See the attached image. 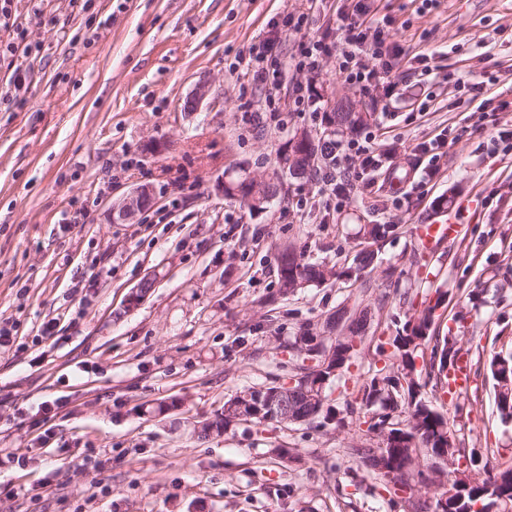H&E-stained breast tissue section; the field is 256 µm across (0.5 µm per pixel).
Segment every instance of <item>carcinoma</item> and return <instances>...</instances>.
I'll list each match as a JSON object with an SVG mask.
<instances>
[{
    "label": "carcinoma",
    "mask_w": 512,
    "mask_h": 512,
    "mask_svg": "<svg viewBox=\"0 0 512 512\" xmlns=\"http://www.w3.org/2000/svg\"><path fill=\"white\" fill-rule=\"evenodd\" d=\"M368 117L364 112H351L341 106L333 113V122L338 127H344L350 131L366 124ZM300 138L307 141V151L303 157L292 165L288 162V151L279 155L281 170L291 175H303L309 171L321 150V144L308 133L303 132ZM253 178L249 175L239 176L226 180L224 188L225 196L242 199L250 194ZM362 237L367 240L369 247L355 254L352 262L342 267H327L304 259V256L288 247L278 251L275 256L278 294L286 298L295 294L298 290L306 288L314 283H324L330 280H357L366 269L374 266L375 261L392 233V227L388 224H365L360 228ZM437 298L435 304L426 305L414 310L413 314L396 328V335L388 340H377L374 353L377 356H387L398 361L397 371L392 372L387 367L371 368L369 382L364 385L362 395L348 400L345 406L337 411L331 407H321L318 404L307 401L305 395L300 394L295 398L298 412L308 423H314L318 427H326L333 413L338 412L342 418L352 422H363L368 425V430L382 433L393 424V414L400 411L407 414L409 425L404 429H397V433L406 437V440H415L414 446L397 445L388 452V460L394 461L396 467L403 468L412 463L411 453L420 449L422 458L430 460L432 455L445 447L449 455L468 457L481 462L476 470L477 477L470 483L457 479L452 483L459 486L458 503L455 512H464L468 507L481 503L486 506L489 499L483 496L488 486L494 487V493L500 500L512 501V469L494 471L491 467L490 449L471 448L466 450L459 446L455 440V434L448 426L447 416L438 411L422 396L421 385L415 379H408L413 371V358L416 352L428 358L427 377L434 382V387L445 389L451 395L454 416L461 418L470 413L465 401L461 400V393L449 389V373L460 368L462 348L453 336L440 335L439 331L432 328L434 323V311L437 306L445 301V293L435 290ZM363 319L358 318L351 322L347 332L336 337V369L341 370L356 354L353 346L356 338L360 337ZM315 335L309 326H300L299 333L289 343V348L296 356L300 364L295 366L296 375L306 380L307 383L317 382L320 375L330 376V371L320 372L305 365L309 356L301 354L298 344L303 339ZM377 449L370 446H354L348 449V455L359 462L368 476L383 482L385 490L389 493L387 504L389 512H399L408 507L411 512H424L426 502L415 499L389 486L382 473L368 467V463L374 458ZM432 484L428 473V465L417 464L409 474L405 487H424Z\"/></svg>",
    "instance_id": "cac0c4a2"
}]
</instances>
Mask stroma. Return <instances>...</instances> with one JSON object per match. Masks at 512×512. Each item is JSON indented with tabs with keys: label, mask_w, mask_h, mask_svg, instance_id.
I'll list each match as a JSON object with an SVG mask.
<instances>
[{
	"label": "stroma",
	"mask_w": 512,
	"mask_h": 512,
	"mask_svg": "<svg viewBox=\"0 0 512 512\" xmlns=\"http://www.w3.org/2000/svg\"><path fill=\"white\" fill-rule=\"evenodd\" d=\"M368 2L408 56L393 71L395 115L338 82L329 58L311 86L317 113L256 121L264 94L243 91L231 63L270 37L286 61L302 41L335 38L342 0H13L36 51L0 54V328L13 336L0 348V451L20 458L0 465V512H387L380 482L345 454L377 446L364 428L227 431L224 402L288 382L300 325L363 310L364 344L327 389L343 407L368 377V343L395 333L385 312L411 313L439 289L450 299L440 330L480 372L463 391L469 416L450 428L512 466V423L487 373L512 349V0ZM301 12V29L285 26ZM487 72L498 83L483 84ZM201 83L199 112H183ZM336 103L370 113L375 150L391 158L343 179L344 209L312 171L284 177L260 212L215 193L229 173L272 179L287 139L321 137ZM443 133L437 159L418 151ZM152 140L165 150L147 154ZM143 185L153 203L112 223ZM301 196L302 214L291 206ZM446 212L459 232L420 247L417 226ZM364 224L395 232L361 280L278 295L279 248L340 266ZM416 254L428 271L417 287ZM145 278L149 294L129 305ZM468 288L482 289L479 308Z\"/></svg>",
	"instance_id": "obj_1"
}]
</instances>
